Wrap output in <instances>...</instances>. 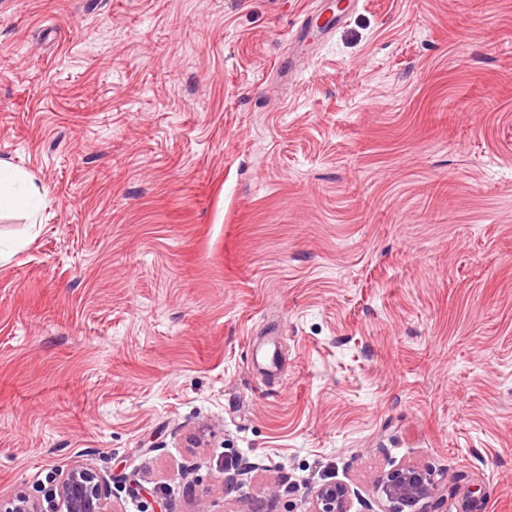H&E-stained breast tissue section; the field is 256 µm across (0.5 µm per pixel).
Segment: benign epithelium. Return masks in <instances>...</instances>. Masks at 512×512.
I'll return each mask as SVG.
<instances>
[{
    "mask_svg": "<svg viewBox=\"0 0 512 512\" xmlns=\"http://www.w3.org/2000/svg\"><path fill=\"white\" fill-rule=\"evenodd\" d=\"M435 473L415 465H399L382 474L376 484L381 512H428L427 499L436 490ZM351 489L328 482L315 491L314 512H350ZM0 512H112L105 478L92 467L77 462L62 473L46 502L26 496L0 499Z\"/></svg>",
    "mask_w": 512,
    "mask_h": 512,
    "instance_id": "obj_1",
    "label": "benign epithelium"
}]
</instances>
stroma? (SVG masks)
I'll return each instance as SVG.
<instances>
[{
    "label": "stroma",
    "mask_w": 512,
    "mask_h": 512,
    "mask_svg": "<svg viewBox=\"0 0 512 512\" xmlns=\"http://www.w3.org/2000/svg\"><path fill=\"white\" fill-rule=\"evenodd\" d=\"M312 8L0 0V496L512 512V0H357L284 75ZM21 180L18 175L8 173L6 166L0 163V210L5 207H24L34 205V199L39 194L35 188L16 194L13 185ZM105 478L96 469L77 462L62 473L54 492L41 501L16 496L0 499L1 512H116L109 505ZM437 485L431 470L415 465L393 467L376 484L381 512H428L426 500ZM351 489L342 482L321 484L315 491L314 512H350Z\"/></svg>",
    "instance_id": "35a3bbf8"
}]
</instances>
